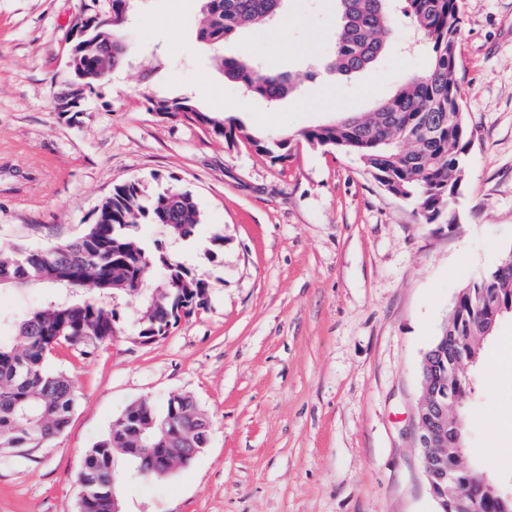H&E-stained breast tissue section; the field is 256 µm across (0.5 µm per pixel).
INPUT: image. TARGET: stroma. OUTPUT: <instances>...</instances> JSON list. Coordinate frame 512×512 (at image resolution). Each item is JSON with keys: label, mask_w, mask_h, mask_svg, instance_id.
I'll use <instances>...</instances> for the list:
<instances>
[{"label": "stroma", "mask_w": 512, "mask_h": 512, "mask_svg": "<svg viewBox=\"0 0 512 512\" xmlns=\"http://www.w3.org/2000/svg\"><path fill=\"white\" fill-rule=\"evenodd\" d=\"M89 0H0V247L79 236L114 185L190 191L195 235L167 244L210 283L207 302L164 338L136 335L138 300L117 297L120 331L94 354L62 345L48 360L77 395L45 447L0 451V512H77L85 452L132 403L192 395L214 426L191 466L119 486L122 512H434L414 437L423 356L479 273L512 252V0H462L458 50L473 130L458 221L423 223L354 157L316 148L306 128L371 111L424 53L400 21L367 69H325L336 0H287L273 21L221 45L197 38L200 0H142L123 26L122 65L68 91L66 31ZM248 52L299 75L283 98L247 94L214 58ZM151 97L196 100L255 137H285L272 161L198 124L148 112ZM224 251L209 258L214 234ZM0 288V337L51 297ZM468 456L512 485V373H471ZM497 448L487 456V448Z\"/></svg>", "instance_id": "obj_1"}]
</instances>
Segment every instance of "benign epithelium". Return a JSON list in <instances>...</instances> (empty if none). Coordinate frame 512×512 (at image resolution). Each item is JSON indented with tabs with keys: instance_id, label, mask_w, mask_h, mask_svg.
Returning a JSON list of instances; mask_svg holds the SVG:
<instances>
[{
	"instance_id": "7a95c632",
	"label": "benign epithelium",
	"mask_w": 512,
	"mask_h": 512,
	"mask_svg": "<svg viewBox=\"0 0 512 512\" xmlns=\"http://www.w3.org/2000/svg\"><path fill=\"white\" fill-rule=\"evenodd\" d=\"M459 305H454L448 323L442 328L440 347L458 340L461 329ZM471 358L460 352L448 357L438 368L435 359L424 356L423 379L417 402L414 431L423 456V474L436 512H480L479 492L498 495L502 512H512V490L504 491L488 481L475 485L457 476L458 467L448 465V450L463 460V423L457 407L471 389L466 375Z\"/></svg>"
}]
</instances>
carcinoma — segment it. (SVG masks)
<instances>
[{"label":"carcinoma","mask_w":512,"mask_h":512,"mask_svg":"<svg viewBox=\"0 0 512 512\" xmlns=\"http://www.w3.org/2000/svg\"><path fill=\"white\" fill-rule=\"evenodd\" d=\"M134 0H108L104 18L91 5L83 23L88 30L77 41L78 57L71 66L75 77L63 103L81 101L98 81L88 78L95 68H118L124 45L120 19L129 15ZM198 37L220 44L237 31L263 23L282 9L284 0H201ZM338 0L340 23L334 53L327 66L340 74L370 66L389 46L396 18L410 21L418 47L429 54L427 67L407 76L396 92L374 111L340 118L302 132L312 146L356 157L387 192L416 205L422 221L433 223L448 215L457 219L453 195L462 188L473 138L464 117L458 77V37L463 24L461 0ZM226 79L248 93L278 99L289 93L296 79L260 68L247 59H221ZM149 111L161 118L182 116L208 127L229 144L246 141L274 161L288 158L286 138L258 139L236 122L200 110L191 98L149 99ZM140 224L161 226L170 241L194 236L200 209L189 191L168 189L154 196L130 181L117 185L101 204L96 221L81 236L45 249L17 246L0 249V288H56L79 292V299L50 300L29 311L15 326L17 341H0V449L42 448L68 427L77 404L71 381L47 367L60 344L88 355L118 333L112 299L117 293L143 297L137 309V336L148 343L167 335L181 317L202 306L209 283L201 275L171 259L163 245H143L133 229ZM161 270L159 282H147L150 269ZM465 313L482 310L494 323L512 317V279L493 286L479 275L461 298ZM493 332L480 325L459 337V347L480 356ZM147 407L123 413L84 455L77 474L84 494V512H112L117 475L114 455L127 448L148 447L154 466H162L176 448H206L211 432L197 419L205 416L185 394L170 395L162 411L151 400Z\"/></svg>","instance_id":"carcinoma-1"}]
</instances>
